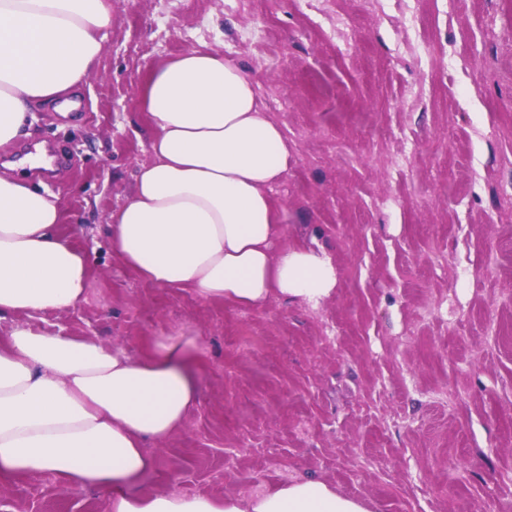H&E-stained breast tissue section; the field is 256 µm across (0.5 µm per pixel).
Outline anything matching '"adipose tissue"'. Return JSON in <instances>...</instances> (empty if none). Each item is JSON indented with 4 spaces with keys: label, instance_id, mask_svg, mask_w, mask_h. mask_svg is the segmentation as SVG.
Returning <instances> with one entry per match:
<instances>
[{
    "label": "adipose tissue",
    "instance_id": "ef3b65f1",
    "mask_svg": "<svg viewBox=\"0 0 512 512\" xmlns=\"http://www.w3.org/2000/svg\"><path fill=\"white\" fill-rule=\"evenodd\" d=\"M112 0H0V146L25 135L35 103L84 84L112 23ZM142 107L155 129L131 198L112 211V252L163 288L260 308L284 298L318 305L337 272L326 252L280 245L271 190L292 142L259 102V86L221 47L150 66ZM52 196L8 166L0 173V316L86 298L84 257L58 232ZM184 334L131 357L90 338L28 323L0 338V473L52 474L99 489L106 512H367L306 477L251 499L123 493L155 466L144 450L183 426L198 396Z\"/></svg>",
    "mask_w": 512,
    "mask_h": 512
}]
</instances>
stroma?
<instances>
[{"label":"stroma","mask_w":512,"mask_h":512,"mask_svg":"<svg viewBox=\"0 0 512 512\" xmlns=\"http://www.w3.org/2000/svg\"><path fill=\"white\" fill-rule=\"evenodd\" d=\"M512 0H115L78 109L34 110L0 165L58 199L85 300L31 324L133 357L173 329L198 404L132 492L245 498L298 477L368 512H512ZM220 45L294 143L281 241L332 258L313 307L207 300L112 254L154 130L149 66ZM0 512H105L94 488L0 474Z\"/></svg>","instance_id":"1"}]
</instances>
